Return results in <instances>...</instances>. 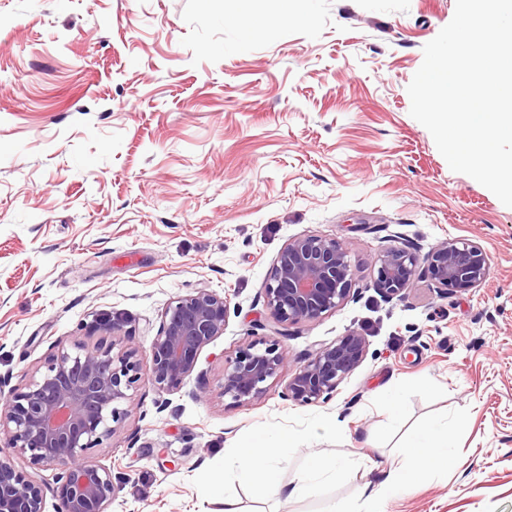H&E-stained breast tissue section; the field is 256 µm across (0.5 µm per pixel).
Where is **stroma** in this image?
Segmentation results:
<instances>
[{"label": "stroma", "mask_w": 512, "mask_h": 512, "mask_svg": "<svg viewBox=\"0 0 512 512\" xmlns=\"http://www.w3.org/2000/svg\"><path fill=\"white\" fill-rule=\"evenodd\" d=\"M455 6L304 0V23L277 0H0V405L58 349L95 344L92 321H122L113 350L140 362L133 409L86 453L121 485L109 512H222L228 498L240 512H325L384 482L434 421L452 462L387 512H512V207L450 169L407 92ZM395 232L424 252L477 242L490 275L447 296L422 274L385 301L375 261ZM306 235L347 252L354 296L285 327L259 294ZM200 288L227 298L224 333L159 393L162 316ZM351 331L367 356L336 396L288 400L316 349ZM259 341L288 364L241 406L221 393L224 367ZM261 429L292 440L281 482L315 454L336 474L288 501L225 479V455Z\"/></svg>", "instance_id": "obj_1"}]
</instances>
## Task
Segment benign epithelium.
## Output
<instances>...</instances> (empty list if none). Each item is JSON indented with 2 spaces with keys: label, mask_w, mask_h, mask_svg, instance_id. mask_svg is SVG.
<instances>
[{
  "label": "benign epithelium",
  "mask_w": 512,
  "mask_h": 512,
  "mask_svg": "<svg viewBox=\"0 0 512 512\" xmlns=\"http://www.w3.org/2000/svg\"><path fill=\"white\" fill-rule=\"evenodd\" d=\"M437 287L465 292L480 286L490 266L484 248L470 240L445 241L418 257L417 250L393 245L378 255L374 286L391 301L413 284L419 261ZM352 289L347 253L334 239L294 238L278 254L261 288L265 307L285 326L315 321L341 306ZM227 298L201 288L177 298L163 315L151 350V384L157 391L180 388L194 372L203 349L224 333ZM93 332L119 336L123 324L98 319ZM365 338L350 332L319 348L287 385V397L301 405L325 403L364 361ZM278 343H253L224 367L221 394L248 404L266 392L265 383L286 365ZM140 380L137 349L114 355L101 343L75 345L47 362L46 371L0 408V512H44L40 486L15 468L14 457L56 473L58 512H108L118 492L111 468L89 461L87 450L112 436L131 412L127 390Z\"/></svg>",
  "instance_id": "7a95c632"
}]
</instances>
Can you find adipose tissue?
<instances>
[{"label":"adipose tissue","mask_w":512,"mask_h":512,"mask_svg":"<svg viewBox=\"0 0 512 512\" xmlns=\"http://www.w3.org/2000/svg\"><path fill=\"white\" fill-rule=\"evenodd\" d=\"M289 444L290 439L285 432L259 431L251 441L225 457L224 470L236 475L240 481L258 484L268 494L287 499L306 496L327 475L329 467L322 457H312L305 478L289 485L281 484L278 463ZM407 452L416 459V466H403L390 471L382 484L365 483L354 503H334L330 512H383L381 505L388 495L398 489H410L422 478L425 470L447 466V425L417 427Z\"/></svg>","instance_id":"1"}]
</instances>
